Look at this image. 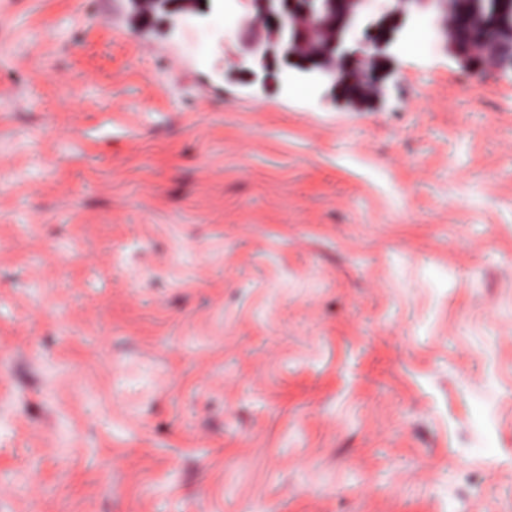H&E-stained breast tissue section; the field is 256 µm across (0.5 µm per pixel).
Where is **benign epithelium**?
Instances as JSON below:
<instances>
[{
	"instance_id": "7a95c632",
	"label": "benign epithelium",
	"mask_w": 512,
	"mask_h": 512,
	"mask_svg": "<svg viewBox=\"0 0 512 512\" xmlns=\"http://www.w3.org/2000/svg\"><path fill=\"white\" fill-rule=\"evenodd\" d=\"M370 0H251L237 31V64L252 81L268 82L273 64L314 82H328L331 95L361 108L376 102L392 71L390 49L413 10L431 11L442 50L472 73L512 70V0H499L481 34L463 28L480 15L478 0H386L370 22Z\"/></svg>"
}]
</instances>
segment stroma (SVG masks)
<instances>
[{
	"label": "stroma",
	"instance_id": "obj_1",
	"mask_svg": "<svg viewBox=\"0 0 512 512\" xmlns=\"http://www.w3.org/2000/svg\"><path fill=\"white\" fill-rule=\"evenodd\" d=\"M0 0V512H512V73L384 96L250 11Z\"/></svg>",
	"mask_w": 512,
	"mask_h": 512
}]
</instances>
